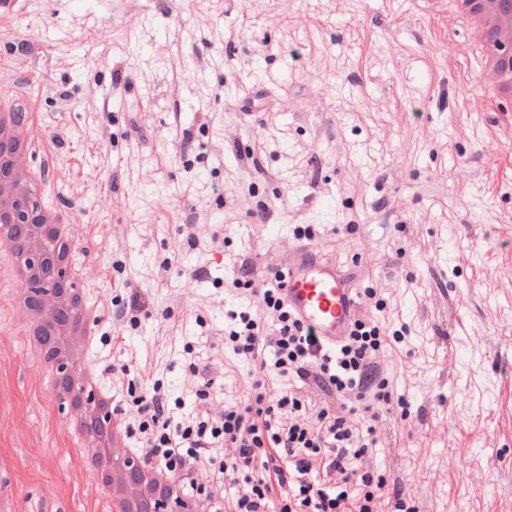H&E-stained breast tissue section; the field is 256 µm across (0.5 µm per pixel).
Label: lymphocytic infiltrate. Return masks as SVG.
I'll use <instances>...</instances> for the list:
<instances>
[{"mask_svg": "<svg viewBox=\"0 0 512 512\" xmlns=\"http://www.w3.org/2000/svg\"><path fill=\"white\" fill-rule=\"evenodd\" d=\"M243 286L261 297L272 327L264 329L250 313L236 314L228 340L237 354L255 358L270 348L280 374L314 379L323 391L342 397L371 387L374 402L389 403L385 383H373L370 372L382 347L377 327L354 320L346 342L325 353L310 329L290 314L278 289L259 287L251 279ZM132 403L138 428L147 436V456L178 472L185 492L203 500L208 512H223L219 485L224 481L238 489L236 512H344L345 504L358 496L363 499L359 512H373L377 485L360 492L353 480L362 456L358 448L362 435L328 409L308 415L296 393L270 392L259 379L246 404L175 428L165 421V405L158 396L141 394ZM219 443L235 448L236 454L219 462V477L212 480L200 460ZM315 458L325 473L341 475L342 487L326 485L313 475Z\"/></svg>", "mask_w": 512, "mask_h": 512, "instance_id": "f902f5d3", "label": "lymphocytic infiltrate"}]
</instances>
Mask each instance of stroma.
<instances>
[{
	"mask_svg": "<svg viewBox=\"0 0 512 512\" xmlns=\"http://www.w3.org/2000/svg\"><path fill=\"white\" fill-rule=\"evenodd\" d=\"M439 0H22L0 14V95L47 152L49 202L96 336L84 355L128 424L130 391L190 423L243 405L258 360L231 313L314 238L380 329L365 412L267 370L271 390L371 423L377 512H512V104L488 97ZM0 271V498L103 512L10 313ZM149 300L128 308L132 293ZM208 388V399L198 389Z\"/></svg>",
	"mask_w": 512,
	"mask_h": 512,
	"instance_id": "stroma-1",
	"label": "stroma"
}]
</instances>
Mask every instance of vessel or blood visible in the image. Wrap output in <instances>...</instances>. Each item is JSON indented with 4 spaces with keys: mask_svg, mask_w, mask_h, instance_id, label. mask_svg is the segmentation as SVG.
<instances>
[{
    "mask_svg": "<svg viewBox=\"0 0 512 512\" xmlns=\"http://www.w3.org/2000/svg\"><path fill=\"white\" fill-rule=\"evenodd\" d=\"M322 249L315 244L294 251L283 267V296L288 307L327 347H335L345 335L359 303L342 288L333 269L324 266Z\"/></svg>",
    "mask_w": 512,
    "mask_h": 512,
    "instance_id": "obj_1",
    "label": "vessel or blood"
}]
</instances>
